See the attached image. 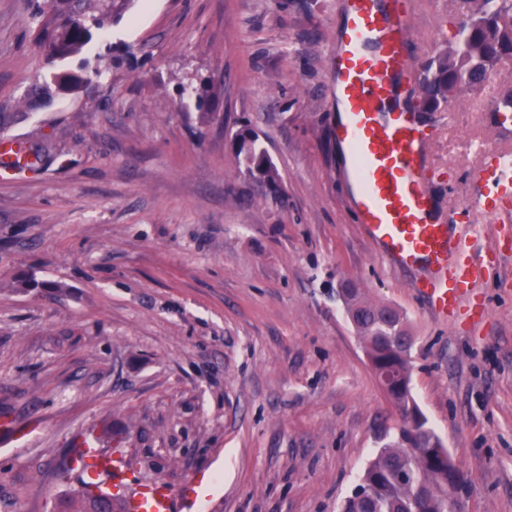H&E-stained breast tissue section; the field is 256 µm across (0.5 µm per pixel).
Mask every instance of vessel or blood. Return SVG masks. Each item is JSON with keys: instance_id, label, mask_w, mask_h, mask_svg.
Segmentation results:
<instances>
[{"instance_id": "b4317fda", "label": "vessel or blood", "mask_w": 512, "mask_h": 512, "mask_svg": "<svg viewBox=\"0 0 512 512\" xmlns=\"http://www.w3.org/2000/svg\"><path fill=\"white\" fill-rule=\"evenodd\" d=\"M410 0H342V25L328 54L327 74L336 82L341 112L332 128L344 148L341 176L350 187L358 224L396 271L414 275V285L441 317L450 318L469 305V291L494 264V250L474 255L455 229L459 215L502 213L512 199V155L490 154L476 175L479 193L461 213L441 217L427 187L424 150L429 134L418 125L406 102L411 80ZM22 139L0 138V178L15 175L13 154ZM70 468L90 486L119 477L123 460L117 452L79 439ZM213 478L198 474L173 494L160 482L141 485L122 496L123 512H179L181 503L209 497Z\"/></svg>"}]
</instances>
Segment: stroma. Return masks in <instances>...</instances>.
<instances>
[{"label": "stroma", "mask_w": 512, "mask_h": 512, "mask_svg": "<svg viewBox=\"0 0 512 512\" xmlns=\"http://www.w3.org/2000/svg\"><path fill=\"white\" fill-rule=\"evenodd\" d=\"M468 0H411L409 51L451 40ZM339 0H136L91 53L126 44L105 79L22 114L50 75L26 0H0V112L49 143L38 176L0 180V512H61L81 488L78 438L123 448L126 492L216 472L206 512H338L399 417L336 296L354 280L397 307L414 339L412 393L466 477L461 512H512V223L482 220L499 264L482 319L442 320L383 259L350 207L332 136L327 51ZM213 84L211 120L180 84ZM499 65L480 101L421 112L439 210L478 190ZM249 123L288 196L239 175L229 137ZM30 281L17 287V277Z\"/></svg>", "instance_id": "stroma-1"}]
</instances>
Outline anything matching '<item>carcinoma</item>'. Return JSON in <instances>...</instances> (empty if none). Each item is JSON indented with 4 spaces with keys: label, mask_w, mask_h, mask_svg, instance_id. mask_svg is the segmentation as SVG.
<instances>
[{
    "label": "carcinoma",
    "mask_w": 512,
    "mask_h": 512,
    "mask_svg": "<svg viewBox=\"0 0 512 512\" xmlns=\"http://www.w3.org/2000/svg\"><path fill=\"white\" fill-rule=\"evenodd\" d=\"M135 0H43L35 3L32 20L37 24L35 45L45 64L56 69L80 55L96 34L118 24ZM469 20L460 24L447 49L420 64L416 72L418 107L425 112L448 108L468 89H477L502 62L512 59V0H469ZM105 55L84 58L78 71L62 70L53 82H36L23 100L25 108H40L59 91L76 93L99 81ZM180 94L194 99L200 117L214 114L218 92L212 86L187 84ZM498 113H512V86L497 92ZM230 147L239 163L240 174L273 204L285 208L288 196L281 175L257 133L245 124L230 136ZM344 306L360 313L355 328L365 350L375 364L394 379L388 394L399 420V435L376 449L366 464L358 486L340 512H447L444 487L448 479L463 480L460 467L448 464L440 449L444 444L418 407L411 391L410 361L393 351L396 342L408 333L399 310L382 302H372L357 286L343 288ZM97 495L73 489L62 508L91 512Z\"/></svg>",
    "instance_id": "cac0c4a2"
}]
</instances>
